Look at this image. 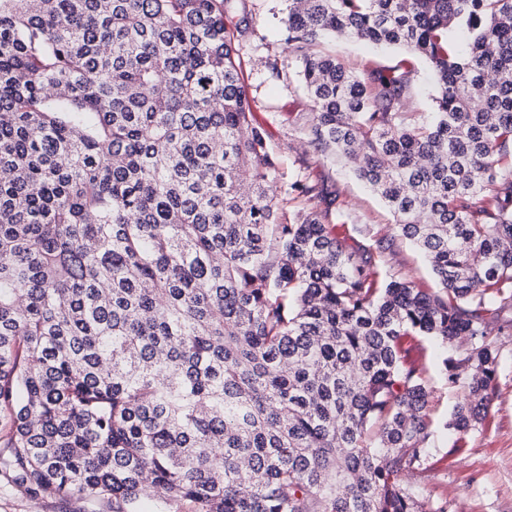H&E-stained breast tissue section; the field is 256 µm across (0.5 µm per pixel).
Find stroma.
Returning <instances> with one entry per match:
<instances>
[{
	"instance_id": "1",
	"label": "stroma",
	"mask_w": 512,
	"mask_h": 512,
	"mask_svg": "<svg viewBox=\"0 0 512 512\" xmlns=\"http://www.w3.org/2000/svg\"><path fill=\"white\" fill-rule=\"evenodd\" d=\"M286 0H240L236 18L247 32L236 43L246 64L245 83L251 103L253 125L261 127L276 161V178L287 184L310 151L299 128V113L311 102L293 75L274 77L265 66L267 58L283 49L282 28ZM320 50L339 56L355 72H363L368 61L383 65L405 62L415 71L407 108L423 119L434 112V81L426 62L399 47L375 48L353 39L328 38ZM328 190H340L346 211L362 224L389 227L392 215L379 199L341 164L324 161L313 166ZM497 390L489 423L452 451L453 434L446 424L460 400L459 389L449 387L438 343L426 346L435 391V421L428 431V456L423 465L405 476L422 499L436 503L440 492L448 494V512H512V332L498 334ZM0 512H110L108 505L73 497L67 500H31L26 494L0 483Z\"/></svg>"
}]
</instances>
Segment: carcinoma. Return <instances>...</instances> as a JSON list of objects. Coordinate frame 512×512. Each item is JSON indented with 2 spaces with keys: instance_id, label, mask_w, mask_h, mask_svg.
Instances as JSON below:
<instances>
[{
  "instance_id": "cac0c4a2",
  "label": "carcinoma",
  "mask_w": 512,
  "mask_h": 512,
  "mask_svg": "<svg viewBox=\"0 0 512 512\" xmlns=\"http://www.w3.org/2000/svg\"><path fill=\"white\" fill-rule=\"evenodd\" d=\"M236 0H0V473L112 512H427L432 386L483 430L512 310V0H288L303 134L393 215L279 206ZM427 61L357 75L328 35ZM406 239L439 282L385 268ZM314 50H322L339 56L344 63L361 74L369 60H375L381 65H395L404 61L415 70V81L410 95L407 109L416 112L422 119L431 120L435 111L432 101L434 81L426 62L411 56L406 50L399 47L375 48L353 39L328 38L323 40Z\"/></svg>"
}]
</instances>
